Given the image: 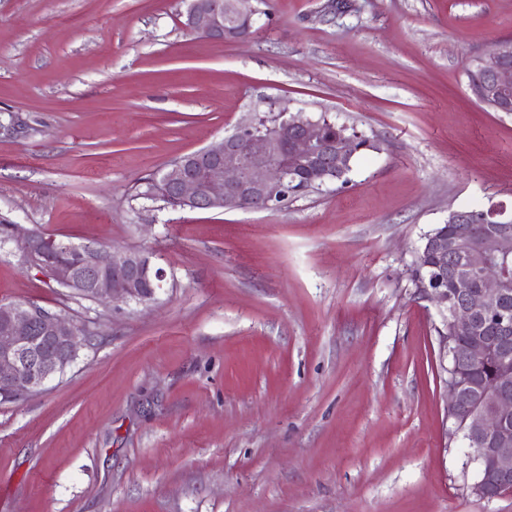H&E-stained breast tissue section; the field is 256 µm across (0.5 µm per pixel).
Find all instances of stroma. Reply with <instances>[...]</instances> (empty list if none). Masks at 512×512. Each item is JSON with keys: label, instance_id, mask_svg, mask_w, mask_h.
<instances>
[{"label": "stroma", "instance_id": "obj_1", "mask_svg": "<svg viewBox=\"0 0 512 512\" xmlns=\"http://www.w3.org/2000/svg\"><path fill=\"white\" fill-rule=\"evenodd\" d=\"M261 0L251 38L184 0H0V221L138 250L158 300L79 298L0 246V302L86 329L0 403V512H512L467 488L434 302L411 268L457 209L512 211V113L466 69L512 0ZM362 133L348 184L173 211L144 178L252 114Z\"/></svg>", "mask_w": 512, "mask_h": 512}]
</instances>
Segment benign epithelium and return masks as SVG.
Segmentation results:
<instances>
[{"label":"benign epithelium","instance_id":"1","mask_svg":"<svg viewBox=\"0 0 512 512\" xmlns=\"http://www.w3.org/2000/svg\"><path fill=\"white\" fill-rule=\"evenodd\" d=\"M259 15L253 0H189L183 25L215 42L248 39ZM482 76L476 101L495 112H512V41H502L476 60ZM361 137L325 133L321 124L282 111L274 125L245 121L236 131L196 153L172 161L161 175L173 208L191 211L271 210L284 199L321 188L344 176ZM492 227L476 232L468 211H453L456 231L427 233L420 250L439 259L452 280L446 288H420L435 302L442 320L459 332L489 320L498 348L512 351L509 269L500 256L512 249V216L502 205L484 211ZM22 263L71 293L101 304L139 302L144 284L163 288L166 273L139 251L107 252L92 245L69 246L58 256L55 238L18 224L6 228ZM81 328L61 314L32 303L0 302V399L17 400L40 391L78 357ZM481 351H448L438 337V363L447 417L472 453L471 494L491 502L512 492V371H498L472 387L468 367ZM453 368H448V362Z\"/></svg>","mask_w":512,"mask_h":512}]
</instances>
